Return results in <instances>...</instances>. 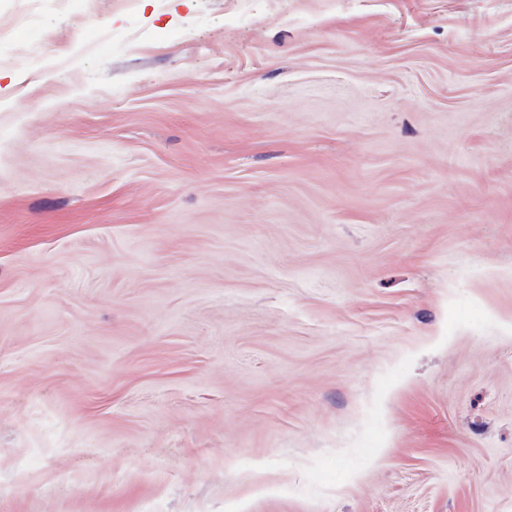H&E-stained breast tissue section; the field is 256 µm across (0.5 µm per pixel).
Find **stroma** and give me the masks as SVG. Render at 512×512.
<instances>
[{
    "label": "stroma",
    "mask_w": 512,
    "mask_h": 512,
    "mask_svg": "<svg viewBox=\"0 0 512 512\" xmlns=\"http://www.w3.org/2000/svg\"><path fill=\"white\" fill-rule=\"evenodd\" d=\"M0 512H512V0H0Z\"/></svg>",
    "instance_id": "35a3bbf8"
}]
</instances>
